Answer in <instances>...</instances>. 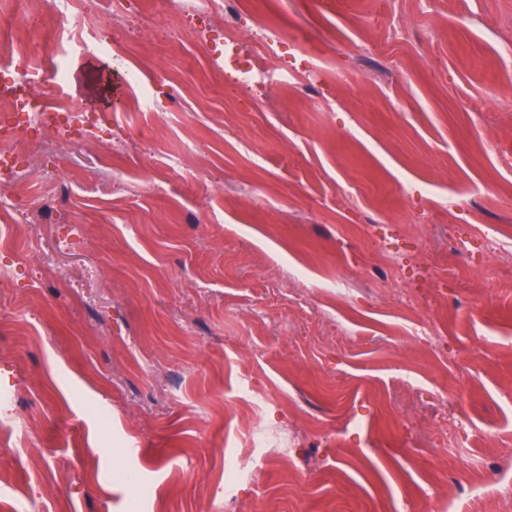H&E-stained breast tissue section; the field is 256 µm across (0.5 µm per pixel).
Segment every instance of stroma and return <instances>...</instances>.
<instances>
[{
	"label": "stroma",
	"mask_w": 512,
	"mask_h": 512,
	"mask_svg": "<svg viewBox=\"0 0 512 512\" xmlns=\"http://www.w3.org/2000/svg\"><path fill=\"white\" fill-rule=\"evenodd\" d=\"M428 2L399 0L414 24L394 46L385 0H249L246 35L323 48L325 83L273 91L212 65L204 0H75L81 31L0 28L125 144H41L0 192V512H227L231 455L261 466L235 476L240 512H412L465 472L452 512L512 503V296L467 304L489 262L512 280V0H448L432 28ZM118 33L122 62L99 44ZM141 132L151 151L127 145ZM385 244L439 347L375 288ZM431 261L455 271L435 290ZM448 411L493 438L447 448ZM116 441L141 488L114 477Z\"/></svg>",
	"instance_id": "1"
}]
</instances>
